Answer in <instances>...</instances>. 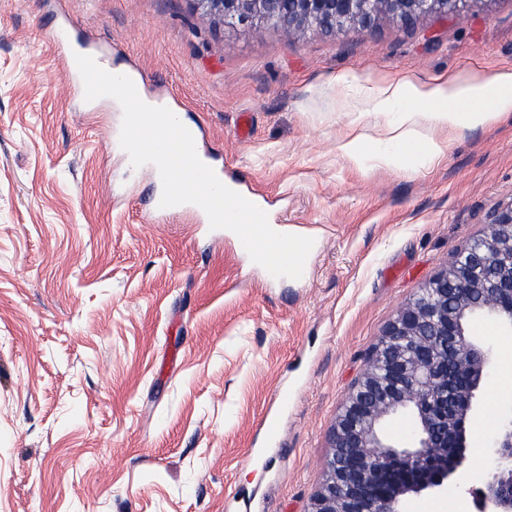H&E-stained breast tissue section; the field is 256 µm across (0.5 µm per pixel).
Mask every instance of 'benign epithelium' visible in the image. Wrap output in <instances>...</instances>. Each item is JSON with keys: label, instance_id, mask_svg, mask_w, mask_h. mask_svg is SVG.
Returning <instances> with one entry per match:
<instances>
[{"label": "benign epithelium", "instance_id": "obj_1", "mask_svg": "<svg viewBox=\"0 0 512 512\" xmlns=\"http://www.w3.org/2000/svg\"><path fill=\"white\" fill-rule=\"evenodd\" d=\"M475 0H194L207 18L266 26L290 39L368 32L385 17L406 26L457 14ZM400 308L332 428L324 480L309 512H402L406 498L440 491L467 474L466 417L494 350L474 319L512 330V202L495 208L484 235ZM409 425L396 439L390 422ZM478 512H512V417L478 474Z\"/></svg>", "mask_w": 512, "mask_h": 512}]
</instances>
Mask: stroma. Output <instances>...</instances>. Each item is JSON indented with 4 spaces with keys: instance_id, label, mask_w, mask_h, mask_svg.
<instances>
[{
    "instance_id": "1",
    "label": "stroma",
    "mask_w": 512,
    "mask_h": 512,
    "mask_svg": "<svg viewBox=\"0 0 512 512\" xmlns=\"http://www.w3.org/2000/svg\"><path fill=\"white\" fill-rule=\"evenodd\" d=\"M62 12L202 124L200 151L270 223L308 228L307 276L270 278L192 211L145 213L156 179L103 151L121 110L65 81ZM506 72L512 0L299 41L192 0H0V512H308L384 328L512 201V111L396 168L353 164L341 140L424 111H376L386 81ZM474 332L502 352L467 420L475 473L512 408V335ZM477 486L405 506L476 512Z\"/></svg>"
}]
</instances>
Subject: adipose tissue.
Returning a JSON list of instances; mask_svg holds the SVG:
<instances>
[{"instance_id":"adipose-tissue-1","label":"adipose tissue","mask_w":512,"mask_h":512,"mask_svg":"<svg viewBox=\"0 0 512 512\" xmlns=\"http://www.w3.org/2000/svg\"><path fill=\"white\" fill-rule=\"evenodd\" d=\"M397 99H412L426 104L427 109L404 113L391 129L392 143L433 159L441 152L439 143L432 137L433 131L487 126L495 123L501 113L512 110V74L492 79L478 77L465 83L451 80L437 85L408 80L393 82L380 89L377 111H386L389 103Z\"/></svg>"}]
</instances>
